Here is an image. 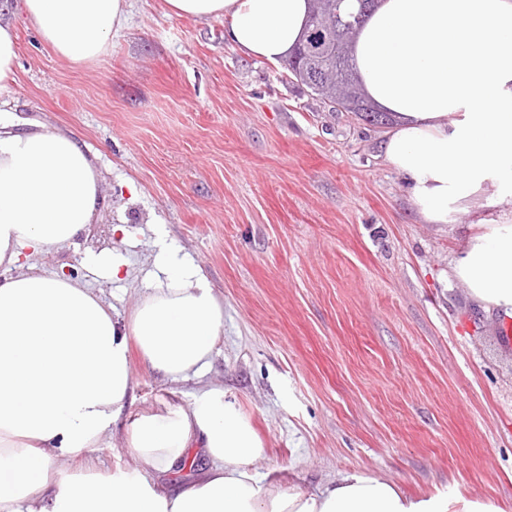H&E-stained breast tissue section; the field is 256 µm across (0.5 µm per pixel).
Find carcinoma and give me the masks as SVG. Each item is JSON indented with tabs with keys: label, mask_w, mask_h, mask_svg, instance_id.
<instances>
[{
	"label": "carcinoma",
	"mask_w": 512,
	"mask_h": 512,
	"mask_svg": "<svg viewBox=\"0 0 512 512\" xmlns=\"http://www.w3.org/2000/svg\"><path fill=\"white\" fill-rule=\"evenodd\" d=\"M374 0H365L354 12L344 0H310L306 31L286 63L291 83L311 92L330 112H356L355 100H364L355 80L349 53H340L336 42V17L354 21L365 17Z\"/></svg>",
	"instance_id": "obj_1"
}]
</instances>
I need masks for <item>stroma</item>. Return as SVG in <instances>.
<instances>
[{
    "label": "stroma",
    "instance_id": "1",
    "mask_svg": "<svg viewBox=\"0 0 512 512\" xmlns=\"http://www.w3.org/2000/svg\"><path fill=\"white\" fill-rule=\"evenodd\" d=\"M8 4L19 57L0 108L20 129L72 132L106 196L76 245L30 264L124 313L162 225L224 303L206 380L252 424L278 490L362 470L512 512V343L452 273L463 227L493 209L423 223L383 157L384 128L327 111L283 65L227 43L224 20L129 0L107 54L76 64ZM105 247L126 254L130 278L85 268ZM130 365V413L188 405L193 383L171 385L135 349ZM82 459L104 476L134 464L119 427Z\"/></svg>",
    "mask_w": 512,
    "mask_h": 512
}]
</instances>
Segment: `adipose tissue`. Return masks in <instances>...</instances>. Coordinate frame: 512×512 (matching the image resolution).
<instances>
[{
    "instance_id": "adipose-tissue-1",
    "label": "adipose tissue",
    "mask_w": 512,
    "mask_h": 512,
    "mask_svg": "<svg viewBox=\"0 0 512 512\" xmlns=\"http://www.w3.org/2000/svg\"><path fill=\"white\" fill-rule=\"evenodd\" d=\"M170 14L223 17L225 39L280 63L308 0H166ZM63 59L93 61L128 21L127 0H21ZM353 63L368 98L391 116L383 153L429 224L485 201L453 274L485 313L512 319V0H377ZM103 177L76 140L15 130L0 111V512H498L459 494L415 499L350 471L316 491L283 493L258 468L262 443L220 387L202 383L221 340L224 305L201 267L156 231L142 297L118 315L90 288L23 271L22 256L74 243L104 205ZM173 383L197 381L188 407L125 416L129 350ZM127 417L134 465L107 478L63 476ZM201 479L163 483L187 448Z\"/></svg>"
}]
</instances>
